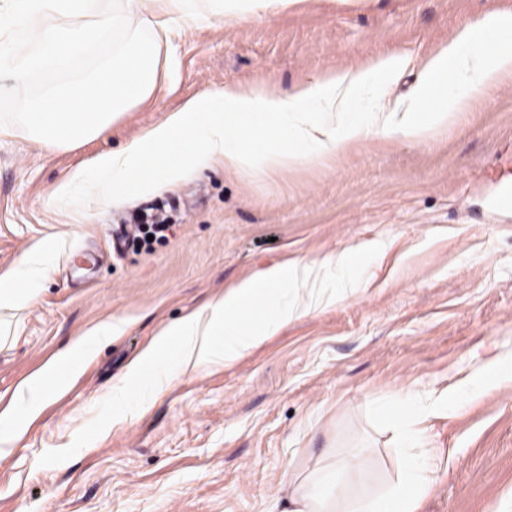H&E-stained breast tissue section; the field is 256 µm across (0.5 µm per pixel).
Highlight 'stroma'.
<instances>
[{"label":"stroma","instance_id":"1","mask_svg":"<svg viewBox=\"0 0 512 512\" xmlns=\"http://www.w3.org/2000/svg\"><path fill=\"white\" fill-rule=\"evenodd\" d=\"M512 0H303L240 22L186 30L164 86L103 137L49 151L0 97V272L51 241V274L30 307L0 310V434L16 388L71 340L130 317L66 390L21 424L0 457V512H288L282 478L352 452L376 492L397 478L399 390L440 392L512 355V73L473 95L448 127L412 142L372 132L319 162L216 168L179 187L86 211L56 203L71 169L116 150L186 98L234 82L285 93L321 75L406 56L388 101L410 102L424 63L465 26ZM111 44L34 74L29 94L92 69ZM169 217L164 241L113 242L134 214ZM383 257L357 292L283 330L239 362L178 377L142 417L112 419V388L172 321L258 270L360 243ZM432 418L436 480L418 512H512V380Z\"/></svg>","mask_w":512,"mask_h":512}]
</instances>
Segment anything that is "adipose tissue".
Listing matches in <instances>:
<instances>
[{
	"instance_id": "ef3b65f1",
	"label": "adipose tissue",
	"mask_w": 512,
	"mask_h": 512,
	"mask_svg": "<svg viewBox=\"0 0 512 512\" xmlns=\"http://www.w3.org/2000/svg\"><path fill=\"white\" fill-rule=\"evenodd\" d=\"M298 0H0V28L12 42L0 46V95L25 96L22 124L29 138L51 151L69 150L103 135L124 112L159 90L160 48L172 34L214 20H245L267 9L285 10ZM121 31L109 60L69 86L50 85L27 96V81L50 66L82 59L96 44ZM403 60L389 56L367 66L334 72L286 94L244 90L233 83L190 98L145 134L117 151L96 155L71 170L53 195L84 208L115 205L181 184L201 168L243 165L290 167L322 160L356 142L371 127L384 134L420 140L447 127L467 111L472 94L512 72V14L491 12L463 28L422 70L411 104L380 96ZM366 243L318 261L296 258L257 272L214 297L199 311L170 323L130 368L124 385L112 390L114 420L145 413L150 399L128 400L129 386L149 381L152 393L176 376L215 364H233L259 348L290 322L336 304L352 292L344 274L358 255L380 252ZM50 272L48 252L33 250L0 273V309L35 302L36 283ZM124 318L89 329L59 353L14 395L16 410L29 414L45 401V380L76 372L92 348L121 333ZM171 369H163L166 359ZM474 373L447 393L404 389L381 412L395 424L402 451L398 478L379 494L342 492L340 479L361 474L351 456H338L321 475L297 481L285 471L293 512H417L433 483L434 456L424 428L427 419L487 394Z\"/></svg>"
}]
</instances>
